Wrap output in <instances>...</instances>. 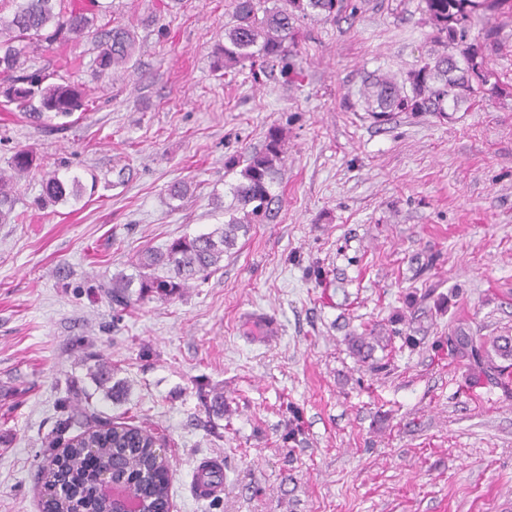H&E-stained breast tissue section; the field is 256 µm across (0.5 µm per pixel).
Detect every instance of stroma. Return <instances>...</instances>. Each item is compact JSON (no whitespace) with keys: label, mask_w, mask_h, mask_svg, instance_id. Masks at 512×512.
<instances>
[{"label":"stroma","mask_w":512,"mask_h":512,"mask_svg":"<svg viewBox=\"0 0 512 512\" xmlns=\"http://www.w3.org/2000/svg\"><path fill=\"white\" fill-rule=\"evenodd\" d=\"M351 2L299 21L291 83L214 69L228 0H112L139 50L109 79L89 40L31 53L35 68L79 58L90 107L61 132L0 110V169L26 148L86 190L41 201L32 170L18 221L0 224V512H44V438L59 398L94 392L93 357L129 385L99 409L161 437L174 512H512V383L468 386L438 345L460 322L512 333V21L491 46L471 29L494 88L469 109L378 124L363 79L412 68L431 28L418 0ZM273 126L287 147L274 217L206 283L113 321L98 282L223 223L212 199L238 178L225 160ZM409 305L421 344L389 372L359 365L344 336ZM256 313L279 334L257 335ZM206 459L224 470L213 503L195 493Z\"/></svg>","instance_id":"stroma-1"}]
</instances>
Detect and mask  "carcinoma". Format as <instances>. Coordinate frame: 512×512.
I'll return each instance as SVG.
<instances>
[{
    "mask_svg": "<svg viewBox=\"0 0 512 512\" xmlns=\"http://www.w3.org/2000/svg\"><path fill=\"white\" fill-rule=\"evenodd\" d=\"M267 0H230L234 22L224 29V44L215 51L218 70L249 69L253 76L280 68L290 79L299 72L297 22L316 15L334 20L347 10V0H282L279 6H266ZM425 22L432 28L431 47L418 63L405 73L369 75L364 80L365 111L374 121L389 120L394 112H433L441 116L471 104L483 92L486 75L477 61L470 31L476 20L487 15L506 16L512 0H420ZM112 4L92 0L87 7L81 0H0V97L4 106H14L29 122L38 126L48 118H70L87 110L82 84L64 80L50 83V74L28 66L27 49H49L60 40L91 41L97 49L94 75L109 77L132 59L135 41L120 25H112ZM285 154L282 132L269 129L264 148L251 154L230 185L231 202L224 206V223L207 233L180 237L159 252L145 251L139 264L143 269L161 267L164 276L142 275L137 296H132L121 278L98 284L112 302L114 318L132 300L167 299L188 287L191 281L205 282L220 269L224 254L237 246L239 237L248 235L251 225L272 216L275 202L272 185ZM44 168L28 149H18L9 168L0 170V223L12 218L17 179L33 169ZM85 187L79 176L65 180L58 171L45 173L42 191L45 199L59 203L79 199ZM406 316H397L390 327H372L344 338L349 353L368 369L380 374L387 370L388 349L395 339L407 346L419 344L417 337L399 328ZM448 354L468 367V383L500 380L512 373V336H478L459 325L445 338ZM382 356H376V353ZM93 375L106 399L124 394L120 383H112V369L99 361ZM98 417L89 399L79 400L73 409L61 414L48 438L50 448L60 445L62 435L77 431L65 444L60 471L50 470L44 486L51 490V512H112V503L98 490L96 468L102 461L112 467V478L135 485L149 500L151 512H160L169 501L167 457L156 449L160 439L153 433L124 423L101 422L99 428L83 429L88 419ZM224 474L217 466L201 468L198 484L222 483Z\"/></svg>",
    "mask_w": 512,
    "mask_h": 512,
    "instance_id": "cac0c4a2",
    "label": "carcinoma"
}]
</instances>
